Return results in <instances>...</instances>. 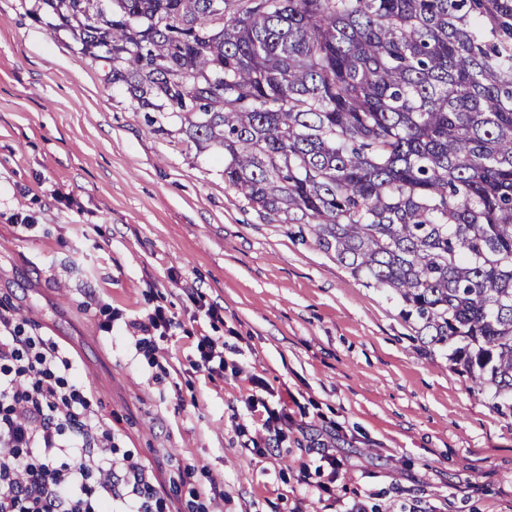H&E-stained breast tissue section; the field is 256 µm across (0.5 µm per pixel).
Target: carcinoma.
<instances>
[{"label":"carcinoma","instance_id":"1","mask_svg":"<svg viewBox=\"0 0 512 512\" xmlns=\"http://www.w3.org/2000/svg\"><path fill=\"white\" fill-rule=\"evenodd\" d=\"M224 182L512 395V0H35Z\"/></svg>","mask_w":512,"mask_h":512}]
</instances>
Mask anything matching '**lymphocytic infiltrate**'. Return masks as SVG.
<instances>
[{
  "label": "lymphocytic infiltrate",
  "mask_w": 512,
  "mask_h": 512,
  "mask_svg": "<svg viewBox=\"0 0 512 512\" xmlns=\"http://www.w3.org/2000/svg\"><path fill=\"white\" fill-rule=\"evenodd\" d=\"M112 451L67 352L0 312V512H168L143 466L115 469Z\"/></svg>",
  "instance_id": "1"
}]
</instances>
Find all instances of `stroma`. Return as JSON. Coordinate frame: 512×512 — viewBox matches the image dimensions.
Returning a JSON list of instances; mask_svg holds the SVG:
<instances>
[{"label": "stroma", "instance_id": "obj_1", "mask_svg": "<svg viewBox=\"0 0 512 512\" xmlns=\"http://www.w3.org/2000/svg\"><path fill=\"white\" fill-rule=\"evenodd\" d=\"M29 4L0 0V309L66 349L170 512L217 490L223 512H512L493 391L423 344L390 290L225 184L178 119L150 130ZM159 306L174 323L150 354L126 325ZM202 336L236 371L191 369ZM254 397L294 421L265 456Z\"/></svg>", "mask_w": 512, "mask_h": 512}]
</instances>
